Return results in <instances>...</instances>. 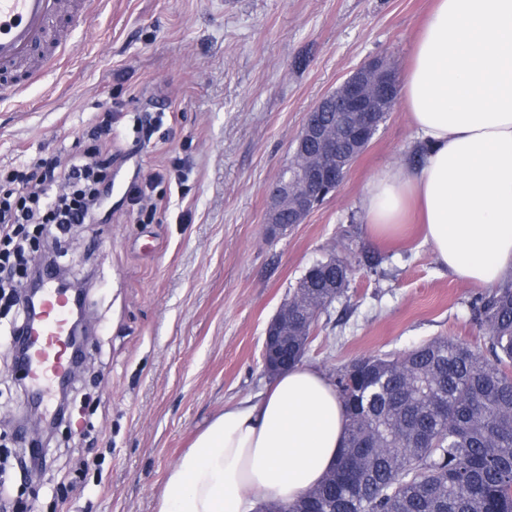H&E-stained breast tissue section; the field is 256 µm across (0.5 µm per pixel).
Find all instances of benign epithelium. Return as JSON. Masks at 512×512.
Instances as JSON below:
<instances>
[{"label": "benign epithelium", "mask_w": 512, "mask_h": 512, "mask_svg": "<svg viewBox=\"0 0 512 512\" xmlns=\"http://www.w3.org/2000/svg\"><path fill=\"white\" fill-rule=\"evenodd\" d=\"M398 84L391 66L382 58L357 68L334 91L319 100L307 113L295 141L294 156L299 163L288 175H278L267 190L269 208L266 223L282 231V217L301 224L312 210L345 179L352 157L363 146V136L375 129L381 116L393 110ZM336 113L333 124L319 113ZM298 300L282 302L269 321L262 355L273 356L288 346L293 325L288 323Z\"/></svg>", "instance_id": "benign-epithelium-1"}]
</instances>
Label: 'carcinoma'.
<instances>
[{"instance_id": "1", "label": "carcinoma", "mask_w": 512, "mask_h": 512, "mask_svg": "<svg viewBox=\"0 0 512 512\" xmlns=\"http://www.w3.org/2000/svg\"><path fill=\"white\" fill-rule=\"evenodd\" d=\"M350 265L319 261L293 290L302 361L331 293ZM486 352L434 338L401 356L364 355L336 370L347 414L338 464L288 512H512V279L470 302Z\"/></svg>"}]
</instances>
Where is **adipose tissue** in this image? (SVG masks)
<instances>
[{"instance_id":"obj_1","label":"adipose tissue","mask_w":512,"mask_h":512,"mask_svg":"<svg viewBox=\"0 0 512 512\" xmlns=\"http://www.w3.org/2000/svg\"><path fill=\"white\" fill-rule=\"evenodd\" d=\"M400 101L427 152L386 166L360 199L381 231L417 210L424 239L459 280L512 276V0H433ZM347 417L332 381L309 365L225 403L166 479L157 512H260L333 470Z\"/></svg>"}]
</instances>
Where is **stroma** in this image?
<instances>
[{"instance_id":"35a3bbf8","label":"stroma","mask_w":512,"mask_h":512,"mask_svg":"<svg viewBox=\"0 0 512 512\" xmlns=\"http://www.w3.org/2000/svg\"><path fill=\"white\" fill-rule=\"evenodd\" d=\"M430 0H106L75 23L69 51L23 99L0 100V171L79 151L76 131L111 108L121 147L98 224L73 227L65 264L88 281L89 368L47 463L23 471L31 425L11 357L0 354V512H156L169 471L225 403L262 391L268 321L314 262L352 265L304 363L326 375L436 337L483 347L478 287L436 260L421 227L364 224L371 175L409 165L416 145L395 107L334 196L286 235L267 236V187L293 158L310 108L362 63L402 74ZM164 108L152 137L137 116ZM160 172L153 223L125 196Z\"/></svg>"}]
</instances>
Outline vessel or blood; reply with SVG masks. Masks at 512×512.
<instances>
[{"mask_svg":"<svg viewBox=\"0 0 512 512\" xmlns=\"http://www.w3.org/2000/svg\"><path fill=\"white\" fill-rule=\"evenodd\" d=\"M100 5L101 0H0V97L21 95L65 56L68 43L55 34L54 25L72 26ZM73 358L65 303L53 290L45 299L26 372L36 380L58 378Z\"/></svg>","mask_w":512,"mask_h":512,"instance_id":"obj_1","label":"vessel or blood"}]
</instances>
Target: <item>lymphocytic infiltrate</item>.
<instances>
[{
    "instance_id": "obj_1",
    "label": "lymphocytic infiltrate",
    "mask_w": 512,
    "mask_h": 512,
    "mask_svg": "<svg viewBox=\"0 0 512 512\" xmlns=\"http://www.w3.org/2000/svg\"><path fill=\"white\" fill-rule=\"evenodd\" d=\"M92 143L68 161L38 158L10 176L12 187L0 191V304L27 320L28 309L14 294L15 282L30 278L40 264L30 241L59 237L71 227L93 224L112 182V126L91 131Z\"/></svg>"
}]
</instances>
